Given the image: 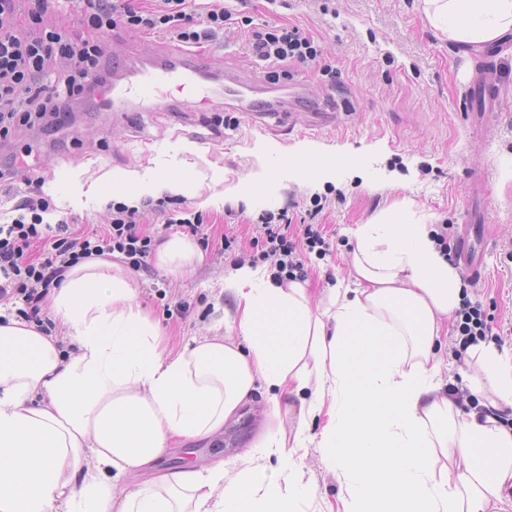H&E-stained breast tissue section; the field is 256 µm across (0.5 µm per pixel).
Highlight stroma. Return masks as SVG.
Masks as SVG:
<instances>
[{
  "label": "stroma",
  "instance_id": "1",
  "mask_svg": "<svg viewBox=\"0 0 512 512\" xmlns=\"http://www.w3.org/2000/svg\"><path fill=\"white\" fill-rule=\"evenodd\" d=\"M216 2L257 23L301 25L314 37L330 73L291 61L272 66L255 60L246 48L244 26L235 23L217 43L200 48L163 32L101 33L120 63L113 81L126 84L132 72H144L149 63L174 51L206 58L216 72L232 68L257 77L271 95L300 93L294 109L302 114L308 105L331 101L336 122L318 136L294 135L283 143L260 133L246 106H225L220 84L214 85L213 104L204 112H169L157 101L139 106L116 101L104 111L81 101L72 124L60 131L10 129L7 139L25 165L21 179L0 181V225L8 222L32 181L40 184L49 205L45 221L64 219L72 231L85 234L102 229L112 217L102 201L109 173L136 170L150 180L162 174L188 180L190 192L164 188L156 193L162 206L144 210L139 232L154 250L170 235L169 219L200 214L202 232L194 237L200 260L184 271L165 273L150 259L132 272L140 303L175 350L187 336L226 335L224 311L232 298L222 291L224 279L242 251L252 250L261 213L287 211V234L301 246V278L318 289L350 278L347 226L366 223L402 199L411 200L433 226H461L470 178L481 173L486 177L483 217L489 248L480 273L463 265L458 272L460 279L473 282L467 300L482 305L493 332L505 336L511 348L512 35L479 49L462 46L428 23L422 0H288L284 8L267 0ZM483 69L495 73L506 89L492 115L477 117L461 111L459 102L471 93L469 75ZM198 133L206 135V143L195 142ZM305 146L339 156L334 173L309 181L278 171L252 200L236 193L244 178L276 168ZM320 197L332 200V207L317 209ZM306 223L323 226L328 250L302 247ZM228 234L236 236L238 249L222 250ZM457 346L451 335L436 348L448 364L443 379L463 391L461 411H476L481 398L469 391L461 374L466 362L456 357ZM272 395L264 382H257L239 413L225 423V442L199 446L195 461L239 467L272 425ZM303 464L314 487L307 510L324 512L344 493L340 475L325 467L316 447L307 448Z\"/></svg>",
  "mask_w": 512,
  "mask_h": 512
}]
</instances>
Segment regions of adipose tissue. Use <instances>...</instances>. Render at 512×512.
I'll list each match as a JSON object with an SVG mask.
<instances>
[{"instance_id":"obj_1","label":"adipose tissue","mask_w":512,"mask_h":512,"mask_svg":"<svg viewBox=\"0 0 512 512\" xmlns=\"http://www.w3.org/2000/svg\"><path fill=\"white\" fill-rule=\"evenodd\" d=\"M431 26L465 46L512 33V0H422ZM352 285L274 284L248 264L224 289L236 338L194 336L167 352L157 322L111 254L87 259L47 296L55 331L0 321V512H304L313 488L303 450L320 448L345 486L340 512H512V350L467 351L469 388L487 415L444 393L435 348L461 300L456 270L409 201L349 228ZM171 235L157 268L199 259ZM263 380L288 398L292 433L267 430L258 448L276 474L247 459L228 471L157 463L173 445L224 432ZM324 417L318 441L307 421ZM151 472L146 483L128 479Z\"/></svg>"}]
</instances>
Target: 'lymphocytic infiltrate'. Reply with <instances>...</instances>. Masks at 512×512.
Wrapping results in <instances>:
<instances>
[{"instance_id": "lymphocytic-infiltrate-1", "label": "lymphocytic infiltrate", "mask_w": 512, "mask_h": 512, "mask_svg": "<svg viewBox=\"0 0 512 512\" xmlns=\"http://www.w3.org/2000/svg\"><path fill=\"white\" fill-rule=\"evenodd\" d=\"M52 6V0H0V125L32 127L44 119L54 127L66 125L74 101L95 96L108 82L112 67L102 43L73 40L46 24ZM81 14L96 31L162 30L180 42L199 45L216 41L233 18L227 7L211 5L200 11L192 0H81ZM21 15L28 17V27L18 25ZM247 46L253 57L269 64L292 60L308 65L319 58L313 36L290 22L252 25ZM60 59L68 61L70 70L58 79L54 73ZM17 208L10 224L0 226V274L5 277L0 297H16L23 317L43 332H50L52 324L42 305L69 268L115 250L138 268L147 253L148 244L138 231V208L120 205L108 228L93 238L78 236L66 220H59L51 247L38 262H27L26 252L40 238V213L46 202L26 196ZM287 219L284 211L276 217L261 216L258 229L263 257L274 258L279 274L290 278L301 263L296 244L280 228Z\"/></svg>"}]
</instances>
